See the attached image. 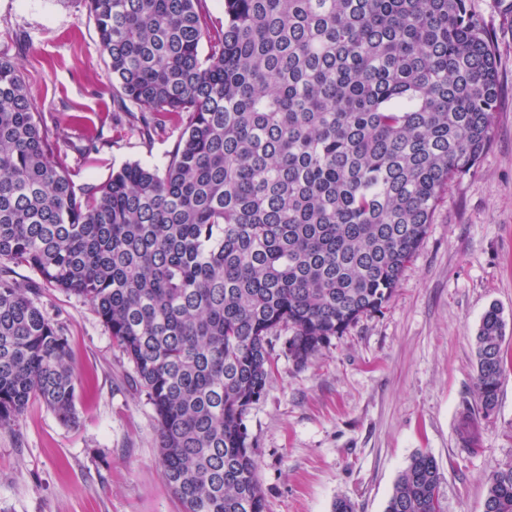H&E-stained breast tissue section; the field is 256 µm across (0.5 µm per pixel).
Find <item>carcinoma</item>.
Segmentation results:
<instances>
[{
    "label": "carcinoma",
    "instance_id": "1",
    "mask_svg": "<svg viewBox=\"0 0 512 512\" xmlns=\"http://www.w3.org/2000/svg\"><path fill=\"white\" fill-rule=\"evenodd\" d=\"M86 0L119 112L183 132L76 186L19 65L0 58V429L33 401L76 420L77 376L26 267L98 315L154 409L183 512H267L245 423L281 332L304 366L391 299L448 183L477 170L499 98L469 0ZM209 51L201 55L202 45ZM497 307L475 336L484 415L507 353ZM415 453L385 512H444ZM484 512H512V463Z\"/></svg>",
    "mask_w": 512,
    "mask_h": 512
}]
</instances>
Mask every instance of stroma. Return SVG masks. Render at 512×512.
I'll return each mask as SVG.
<instances>
[{
    "label": "stroma",
    "mask_w": 512,
    "mask_h": 512,
    "mask_svg": "<svg viewBox=\"0 0 512 512\" xmlns=\"http://www.w3.org/2000/svg\"><path fill=\"white\" fill-rule=\"evenodd\" d=\"M494 39L500 94L494 138L477 170L454 179L383 313L361 319L305 366L283 347L246 425L268 512H384L410 458L432 454L445 512H484L486 480L512 463V371L478 413L474 336L491 305L512 352V0H470ZM0 57L16 60L75 184L104 183L128 162L163 165L181 128L143 138L115 111L112 73L85 0H0ZM100 134V150L77 151ZM38 305L67 336L79 376L74 424L34 403L0 431V512H181L157 463L152 406L93 309L43 288ZM478 420L466 450L464 416Z\"/></svg>",
    "instance_id": "obj_1"
}]
</instances>
